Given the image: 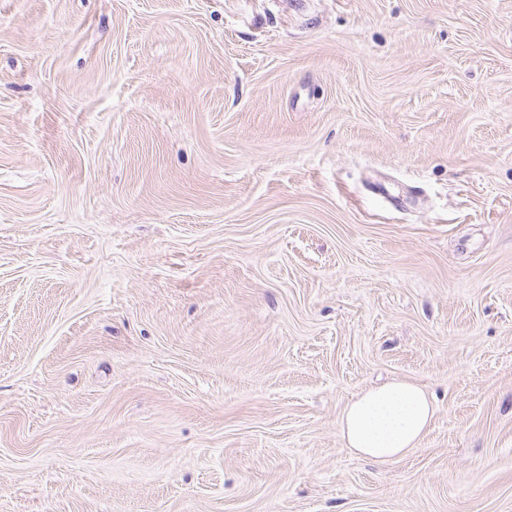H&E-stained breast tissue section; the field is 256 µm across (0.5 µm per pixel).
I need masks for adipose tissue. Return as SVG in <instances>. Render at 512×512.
<instances>
[{
	"label": "adipose tissue",
	"instance_id": "ef3b65f1",
	"mask_svg": "<svg viewBox=\"0 0 512 512\" xmlns=\"http://www.w3.org/2000/svg\"><path fill=\"white\" fill-rule=\"evenodd\" d=\"M432 417L433 407L425 391L415 383L397 380L349 401L340 429L348 448L383 464L415 448Z\"/></svg>",
	"mask_w": 512,
	"mask_h": 512
}]
</instances>
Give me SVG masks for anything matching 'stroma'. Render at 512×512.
<instances>
[{
    "mask_svg": "<svg viewBox=\"0 0 512 512\" xmlns=\"http://www.w3.org/2000/svg\"><path fill=\"white\" fill-rule=\"evenodd\" d=\"M0 512H512V0H0ZM432 417L433 407L425 391L415 383L397 380L349 401L340 429L348 448L383 464L416 448Z\"/></svg>",
    "mask_w": 512,
    "mask_h": 512,
    "instance_id": "stroma-1",
    "label": "stroma"
}]
</instances>
